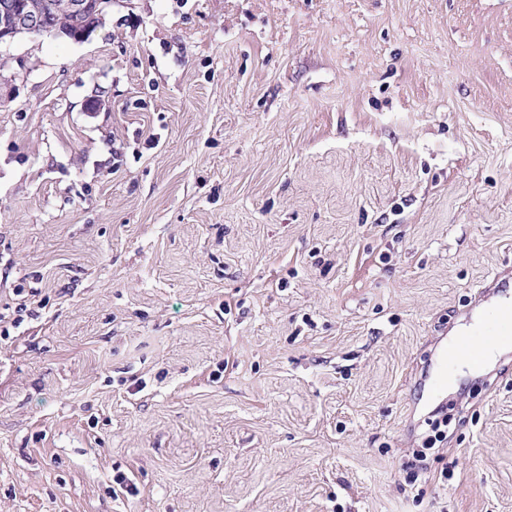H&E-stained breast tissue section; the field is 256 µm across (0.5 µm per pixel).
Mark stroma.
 I'll list each match as a JSON object with an SVG mask.
<instances>
[{"instance_id":"obj_1","label":"stroma","mask_w":512,"mask_h":512,"mask_svg":"<svg viewBox=\"0 0 512 512\" xmlns=\"http://www.w3.org/2000/svg\"><path fill=\"white\" fill-rule=\"evenodd\" d=\"M120 159H113V151ZM512 0H114L0 47V512H512ZM466 332L448 340L438 339L433 347L429 364L422 374L421 384L432 393L448 390V370L466 365L470 370H480L484 363L477 349V338L483 337V357L489 349L512 344V295H503L487 301V307L471 321ZM471 336H476L472 338ZM435 370V372H434ZM440 422L435 421L432 424L433 431L436 432L434 435V439L432 436L426 437L422 441V449H417L416 452L413 453L412 459H408L403 463V466L408 471V475L413 479L414 482H420L427 484L430 481V476H427V466L425 463L426 453L424 450L432 449L437 441V438H442V434L439 433Z\"/></svg>"}]
</instances>
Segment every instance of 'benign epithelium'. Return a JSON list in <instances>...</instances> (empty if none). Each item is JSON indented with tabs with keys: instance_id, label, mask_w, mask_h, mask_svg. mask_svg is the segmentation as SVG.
I'll list each match as a JSON object with an SVG mask.
<instances>
[{
	"instance_id": "obj_1",
	"label": "benign epithelium",
	"mask_w": 512,
	"mask_h": 512,
	"mask_svg": "<svg viewBox=\"0 0 512 512\" xmlns=\"http://www.w3.org/2000/svg\"><path fill=\"white\" fill-rule=\"evenodd\" d=\"M111 8L112 0H43L41 9L33 12L17 0H0V16L8 19V25L0 28V46L11 43L19 35L50 31L44 16L58 9L64 10L79 24V28L67 30L64 35L82 41Z\"/></svg>"
}]
</instances>
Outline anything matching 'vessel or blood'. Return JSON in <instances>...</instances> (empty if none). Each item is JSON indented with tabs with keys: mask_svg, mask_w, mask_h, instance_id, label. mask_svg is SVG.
<instances>
[{
	"mask_svg": "<svg viewBox=\"0 0 512 512\" xmlns=\"http://www.w3.org/2000/svg\"><path fill=\"white\" fill-rule=\"evenodd\" d=\"M506 343L512 344V296L503 294L488 301L460 337L435 342L421 381L433 393L447 391L449 370L463 365L473 371L480 370L484 363L480 349L498 348Z\"/></svg>",
	"mask_w": 512,
	"mask_h": 512,
	"instance_id": "obj_1",
	"label": "vessel or blood"
}]
</instances>
